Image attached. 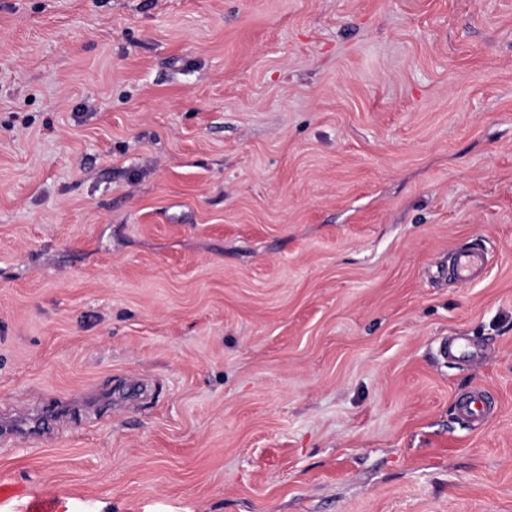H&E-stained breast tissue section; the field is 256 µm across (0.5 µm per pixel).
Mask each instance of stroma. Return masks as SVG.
Returning a JSON list of instances; mask_svg holds the SVG:
<instances>
[{
  "label": "stroma",
  "instance_id": "35a3bbf8",
  "mask_svg": "<svg viewBox=\"0 0 512 512\" xmlns=\"http://www.w3.org/2000/svg\"><path fill=\"white\" fill-rule=\"evenodd\" d=\"M104 387L0 478L512 512V0H0V411ZM487 258L483 249L464 248L454 253L456 280L460 284H469L486 265ZM459 412L468 419L479 421L486 416L488 403L482 393L475 392L461 402Z\"/></svg>",
  "mask_w": 512,
  "mask_h": 512
}]
</instances>
